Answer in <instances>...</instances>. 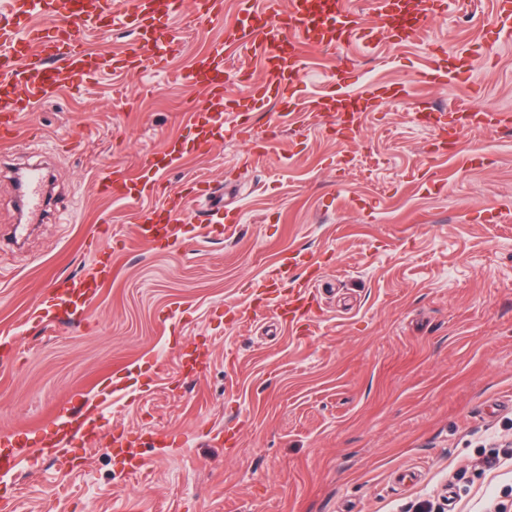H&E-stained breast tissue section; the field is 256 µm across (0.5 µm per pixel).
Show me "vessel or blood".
I'll return each instance as SVG.
<instances>
[{
    "label": "vessel or blood",
    "instance_id": "b4317fda",
    "mask_svg": "<svg viewBox=\"0 0 512 512\" xmlns=\"http://www.w3.org/2000/svg\"><path fill=\"white\" fill-rule=\"evenodd\" d=\"M433 4L434 0H377L379 29L386 32L399 27L398 12L407 11L413 20L403 29L405 34H413L432 14ZM181 6V0H121L117 5L112 0H96L91 9L85 0H8L5 11L0 13V118L6 125L5 134L0 135V151L9 152L29 141L30 126L23 121L25 115L35 112L59 90L78 89L91 76L92 53L84 42L71 38L73 22L93 24L109 18L112 29L135 35L125 51L126 61L162 73L178 51L180 38L173 31L154 33L152 23L156 17L178 13ZM240 6L247 22L226 27L223 38L212 41L192 64L191 78L207 88L201 106L204 120L190 122L185 140L171 142L136 175L107 173L96 182V190L108 193L113 186L125 187L127 204L137 207L156 193L160 179L176 167L184 155V141H192L202 150L228 133H246L250 114L262 111L273 94L298 79L304 68L303 44L313 41L338 46L366 39L346 0H289L284 14L272 5L256 10L249 0H241ZM47 15L53 17L57 32L68 35L66 46H58L33 27L34 18ZM235 54L260 59L266 70L263 80L250 82L249 102L242 107L229 106L224 95L225 63ZM402 94V89L394 86H370L357 93L335 91L316 100L313 109L353 116L372 111L378 100ZM21 182L28 208L44 207L40 170H28ZM184 202L182 192L177 191L154 205L137 224L136 239L148 245H171L184 240L186 231L175 219ZM111 275V255L96 253L90 273L44 290L39 304L42 321L84 323L92 298ZM22 451L13 436H1L0 469L15 468Z\"/></svg>",
    "mask_w": 512,
    "mask_h": 512
}]
</instances>
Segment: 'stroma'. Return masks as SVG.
<instances>
[{"mask_svg": "<svg viewBox=\"0 0 512 512\" xmlns=\"http://www.w3.org/2000/svg\"><path fill=\"white\" fill-rule=\"evenodd\" d=\"M374 34L305 51L302 79L254 113L251 135L187 152L164 185L210 183L238 221L211 231L207 201L188 198L186 242L151 247L133 228L153 207L94 188L135 172L185 132L205 96L193 59L242 17L168 19L181 46L167 72L97 71L28 116L51 141L53 198L20 245L13 173L30 151L0 153V435L27 441L75 421L111 390L98 440L0 472V512H512V124L467 127L446 148L413 104L512 111V36L496 0H453L400 41L376 31L370 0H348ZM467 62L444 85L423 82ZM398 85L355 138L320 116L270 130L282 107L307 110L333 90ZM472 157L470 167L457 166ZM112 278L81 329L34 311L51 279L90 270L95 228ZM313 269L276 275L295 252ZM316 274L314 314L288 324L292 280ZM141 434L130 472L114 431Z\"/></svg>", "mask_w": 512, "mask_h": 512, "instance_id": "stroma-1", "label": "stroma"}]
</instances>
